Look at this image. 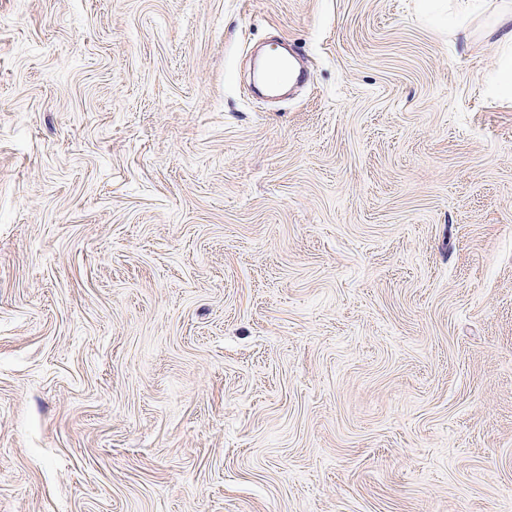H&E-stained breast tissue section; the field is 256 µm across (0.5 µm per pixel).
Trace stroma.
Segmentation results:
<instances>
[{
	"instance_id": "obj_1",
	"label": "stroma",
	"mask_w": 512,
	"mask_h": 512,
	"mask_svg": "<svg viewBox=\"0 0 512 512\" xmlns=\"http://www.w3.org/2000/svg\"><path fill=\"white\" fill-rule=\"evenodd\" d=\"M504 6L0 0V512H512ZM456 3L451 4L450 21L451 32L456 36L467 37L469 33V19L478 12L482 7L483 0H455ZM264 77L272 86L289 83L294 77V69L290 60L279 55L269 59Z\"/></svg>"
}]
</instances>
